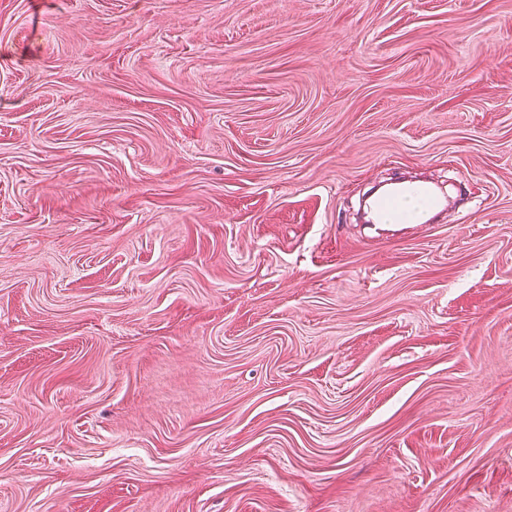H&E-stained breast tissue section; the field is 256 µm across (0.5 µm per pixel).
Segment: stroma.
I'll list each match as a JSON object with an SVG mask.
<instances>
[{
    "label": "stroma",
    "instance_id": "stroma-1",
    "mask_svg": "<svg viewBox=\"0 0 512 512\" xmlns=\"http://www.w3.org/2000/svg\"><path fill=\"white\" fill-rule=\"evenodd\" d=\"M0 512H512V0H0ZM411 197L424 199L426 205L420 210L409 212L405 224H428L432 221L434 212L446 208L448 204L447 198L440 195L429 183L410 184L394 181L371 203L372 214L377 224H387L386 211L402 209Z\"/></svg>",
    "mask_w": 512,
    "mask_h": 512
}]
</instances>
